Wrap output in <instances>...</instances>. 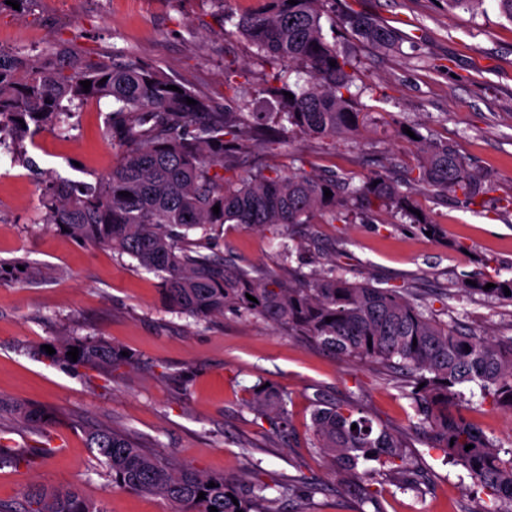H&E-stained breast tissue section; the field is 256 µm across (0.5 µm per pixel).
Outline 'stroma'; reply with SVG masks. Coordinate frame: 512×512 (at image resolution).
I'll use <instances>...</instances> for the list:
<instances>
[{
  "mask_svg": "<svg viewBox=\"0 0 512 512\" xmlns=\"http://www.w3.org/2000/svg\"><path fill=\"white\" fill-rule=\"evenodd\" d=\"M262 0H22L0 5V49L40 65L69 70L136 59L223 108L224 70L247 74L241 95L250 111L270 112V64L229 33L225 13L245 14ZM391 28L395 47L334 32L376 94L361 103L373 121L361 135L328 143L291 135L273 151L247 141L241 169L362 179L375 173L415 177L421 152L402 125L451 144L485 179L489 193L466 205L430 187H413L418 210L438 224L426 235L411 219L381 212L352 223L294 224L288 230L226 224L189 231L195 249L224 257L252 276L288 278L333 264L347 278L406 288L417 303L459 329L512 336V303L460 292L473 276L512 278V21L497 0L449 10L447 0H336ZM107 100L86 101L63 127L49 126L25 143L26 162L0 149V401L50 408L55 424L39 435L0 413V443L37 448L31 461L0 466V502L20 501L27 487L74 488L105 512H169L160 498L112 485L85 440L106 424L130 433L146 451L204 474L312 488L284 502L285 512H477L489 492L448 463L413 423L399 370L331 354L255 317L231 313L199 321L174 309L162 279L129 255L81 241L45 223L47 178L93 184L117 167L121 152L102 134ZM100 339L127 352L110 371L58 362L45 351L64 339ZM287 392L290 438L274 415L247 408V387ZM362 407L374 427L403 436L410 462L427 480L401 489L379 475L375 504L345 490L327 460L308 444L315 395ZM467 418L512 448V415L477 404Z\"/></svg>",
  "mask_w": 512,
  "mask_h": 512,
  "instance_id": "obj_1",
  "label": "stroma"
}]
</instances>
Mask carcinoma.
<instances>
[{
    "instance_id": "1",
    "label": "carcinoma",
    "mask_w": 512,
    "mask_h": 512,
    "mask_svg": "<svg viewBox=\"0 0 512 512\" xmlns=\"http://www.w3.org/2000/svg\"><path fill=\"white\" fill-rule=\"evenodd\" d=\"M328 0H264L255 12L224 14L237 35L280 65L268 89L277 102L267 116L247 112L236 100L241 71L226 68L229 92L224 111L175 84L160 69L138 60L80 64L69 74L51 68L34 69L22 55L3 58L0 51V117L9 116L19 144L33 139L45 124L66 122L75 102L109 98L104 135L123 151L120 165L93 186L78 188L55 180L42 203L47 223L66 228L81 240H92L136 259L139 266L163 278L169 300L183 313L206 320L229 311L260 317L322 348L354 361L380 363L405 371L417 418L431 447L462 466L476 486L489 490L493 506L482 512H512V448L505 450L468 421L459 410L465 384H476L485 401L512 414V337L463 334L410 298L402 288L351 282L331 266L299 272L288 281L274 275L255 278L227 264L224 258L192 248L188 231L214 224L274 227L307 224L315 214L325 223H345L352 206L369 219L381 211L403 215L415 208L412 196L381 174L353 184V179L329 177L296 169L288 173L262 168L236 172L235 160L243 136L269 149L298 132L336 142L357 135L371 121L352 91L359 68L351 56L324 34L323 18L336 27ZM342 23L361 41L380 48L395 45V34L373 18L356 12ZM335 66H330V61ZM295 81H290L291 75ZM91 81L84 92L81 82ZM291 93L288 98L285 93ZM197 101L186 103V98ZM413 181L449 193L470 205L487 194L483 177L472 171L453 146L430 138ZM332 196L327 198L324 189ZM131 193L129 197L119 192ZM220 212L213 213L214 206ZM462 283L512 302V279H475ZM494 287L484 290L487 283ZM253 296L256 301L247 299ZM331 322H326V319ZM78 348L77 362L104 369L127 361L116 348L99 340H65L54 357L68 360ZM246 405L270 411L288 425V395L271 386L248 389ZM20 424L35 432L50 427L54 416L38 406H12ZM312 447L324 454L346 487L360 480L361 468L376 462L386 475L405 487L419 483L410 467L405 443L391 431L374 428L355 405L315 399L311 417ZM356 429H351V426ZM88 446L102 458L112 484L157 496L171 512H280L279 500L292 492L285 485L261 480L242 484L200 473L174 459L146 453L127 433L99 426L87 433ZM473 445L470 450L465 446ZM509 455L505 459L502 454ZM30 449L0 444V464L28 459ZM215 486H210V483ZM205 498H198L199 493ZM237 502H232V499ZM0 512H104L72 489L33 487L15 506L0 504Z\"/></svg>"
}]
</instances>
